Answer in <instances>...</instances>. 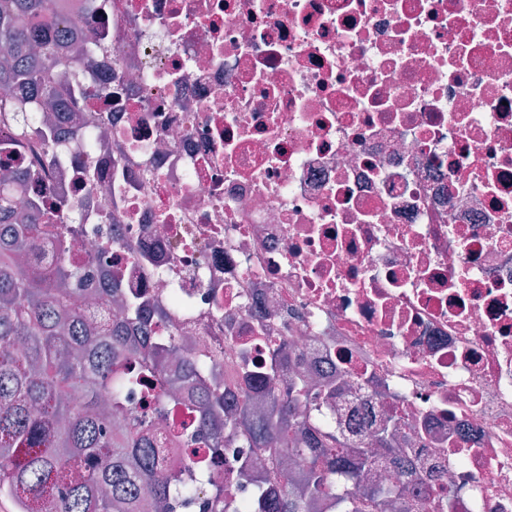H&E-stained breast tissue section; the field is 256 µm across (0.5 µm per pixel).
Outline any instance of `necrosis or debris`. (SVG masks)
I'll list each match as a JSON object with an SVG mask.
<instances>
[{
    "instance_id": "obj_1",
    "label": "necrosis or debris",
    "mask_w": 512,
    "mask_h": 512,
    "mask_svg": "<svg viewBox=\"0 0 512 512\" xmlns=\"http://www.w3.org/2000/svg\"><path fill=\"white\" fill-rule=\"evenodd\" d=\"M70 136L0 155L72 199L95 282L232 391L273 341L336 430L389 424L453 512H512V0H66ZM104 123L85 143L81 128Z\"/></svg>"
}]
</instances>
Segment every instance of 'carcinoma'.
<instances>
[{
    "label": "carcinoma",
    "mask_w": 512,
    "mask_h": 512,
    "mask_svg": "<svg viewBox=\"0 0 512 512\" xmlns=\"http://www.w3.org/2000/svg\"><path fill=\"white\" fill-rule=\"evenodd\" d=\"M73 31L56 17L54 0H0V121L13 124L15 142H30L36 126L44 138L54 133L65 105L52 74L62 38ZM26 176L0 159V495L15 499L16 512H35L46 499L56 512H138L143 496L157 512L188 509L197 484L214 482L198 460L201 449L237 436L267 450L270 473L240 512H309L325 499L333 512L391 504L413 512L408 485L425 474L394 456L388 461L406 480L376 478L378 451H390L387 428H377L368 447L336 433L306 376L282 392L270 375L257 380L268 386L266 407L254 404L251 384L229 404L207 387L213 361L182 360L175 337H148L136 300L122 298L114 322L88 319V274L42 199L14 205ZM155 380L149 405L112 423V411ZM75 392L83 402L74 403ZM173 407L195 419L190 428L165 430L168 445L186 449L180 471L165 468L153 451V428Z\"/></svg>",
    "instance_id": "obj_1"
}]
</instances>
